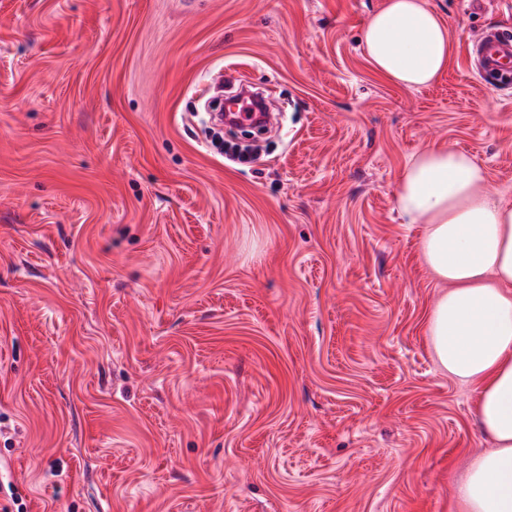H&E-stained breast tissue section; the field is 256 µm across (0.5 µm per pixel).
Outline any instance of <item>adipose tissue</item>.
I'll return each mask as SVG.
<instances>
[{"label":"adipose tissue","instance_id":"obj_1","mask_svg":"<svg viewBox=\"0 0 512 512\" xmlns=\"http://www.w3.org/2000/svg\"><path fill=\"white\" fill-rule=\"evenodd\" d=\"M374 70L408 88L447 67L448 28L425 0H385L362 33ZM468 152L430 146L409 160L396 204L423 225V264L448 291L429 334L440 366L473 387L476 422L491 441L472 457L455 494L460 512H512V200L492 196Z\"/></svg>","mask_w":512,"mask_h":512}]
</instances>
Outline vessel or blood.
Returning a JSON list of instances; mask_svg holds the SVG:
<instances>
[{"label": "vessel or blood", "mask_w": 512, "mask_h": 512, "mask_svg": "<svg viewBox=\"0 0 512 512\" xmlns=\"http://www.w3.org/2000/svg\"><path fill=\"white\" fill-rule=\"evenodd\" d=\"M468 54L481 79L501 88L512 85V30L495 28L479 33Z\"/></svg>", "instance_id": "obj_1"}]
</instances>
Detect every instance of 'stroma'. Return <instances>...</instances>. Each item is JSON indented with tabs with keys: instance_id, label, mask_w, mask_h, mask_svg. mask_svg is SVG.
Masks as SVG:
<instances>
[{
	"instance_id": "obj_1",
	"label": "stroma",
	"mask_w": 512,
	"mask_h": 512,
	"mask_svg": "<svg viewBox=\"0 0 512 512\" xmlns=\"http://www.w3.org/2000/svg\"><path fill=\"white\" fill-rule=\"evenodd\" d=\"M384 2L0 0V510L457 512L491 443L395 192L448 145L512 199L467 55L512 0H427L421 90L362 51ZM222 71L285 105L248 161L199 132Z\"/></svg>"
}]
</instances>
